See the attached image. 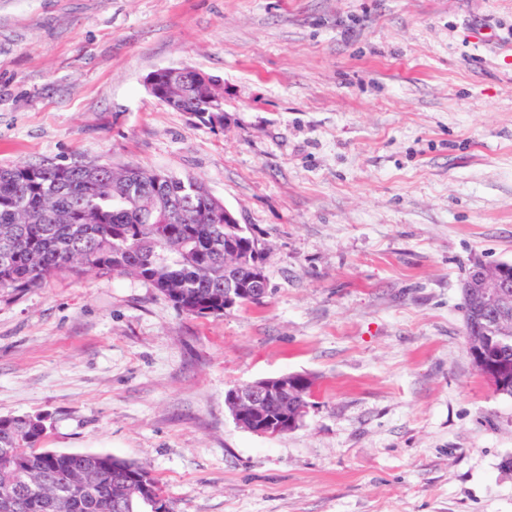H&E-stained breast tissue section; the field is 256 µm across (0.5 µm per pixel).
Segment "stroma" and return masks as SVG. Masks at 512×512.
I'll return each mask as SVG.
<instances>
[{
    "label": "stroma",
    "mask_w": 512,
    "mask_h": 512,
    "mask_svg": "<svg viewBox=\"0 0 512 512\" xmlns=\"http://www.w3.org/2000/svg\"><path fill=\"white\" fill-rule=\"evenodd\" d=\"M189 66L224 123L148 93ZM201 180L267 293L189 315L131 276L0 292V416L149 470L172 512H512V398L464 335L474 262L512 263V0H0V167ZM314 382L301 425L228 389ZM305 377L301 374H283L236 386L228 395L227 390L225 405L239 427L267 436L286 434L297 427L298 416L276 420L269 415V404L275 401L288 408L289 416H294L304 406H310L313 387L311 379L298 392V404L288 407L294 390L301 386V378Z\"/></svg>",
    "instance_id": "1"
}]
</instances>
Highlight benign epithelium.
Returning a JSON list of instances; mask_svg holds the SVG:
<instances>
[{
    "label": "benign epithelium",
    "mask_w": 512,
    "mask_h": 512,
    "mask_svg": "<svg viewBox=\"0 0 512 512\" xmlns=\"http://www.w3.org/2000/svg\"><path fill=\"white\" fill-rule=\"evenodd\" d=\"M462 287L467 289L475 307L472 316L492 321L487 336L512 335V263L486 265L477 262L469 270ZM303 375L283 374L236 386L225 396V405L235 423L251 432L280 436L295 429L298 417L276 420L269 415L273 401L286 407L294 390L301 386Z\"/></svg>",
    "instance_id": "obj_1"
}]
</instances>
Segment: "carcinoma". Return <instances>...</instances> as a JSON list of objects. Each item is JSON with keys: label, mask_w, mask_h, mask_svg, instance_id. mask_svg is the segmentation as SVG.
<instances>
[{"label": "carcinoma", "mask_w": 512, "mask_h": 512, "mask_svg": "<svg viewBox=\"0 0 512 512\" xmlns=\"http://www.w3.org/2000/svg\"><path fill=\"white\" fill-rule=\"evenodd\" d=\"M208 105L223 108V88L204 96L188 75L171 108L193 115ZM243 255L261 267L258 239L224 223L198 180L95 161L0 167L1 292L89 268L133 275L187 314L222 316L226 283L243 290L237 305L256 302ZM463 310L470 344L483 325L470 318L466 293ZM485 361L512 367V335L486 347ZM46 429L39 415L0 417V451L11 450L9 464L0 459V512H141L162 492L147 469L111 454L34 451Z\"/></svg>", "instance_id": "cac0c4a2"}]
</instances>
